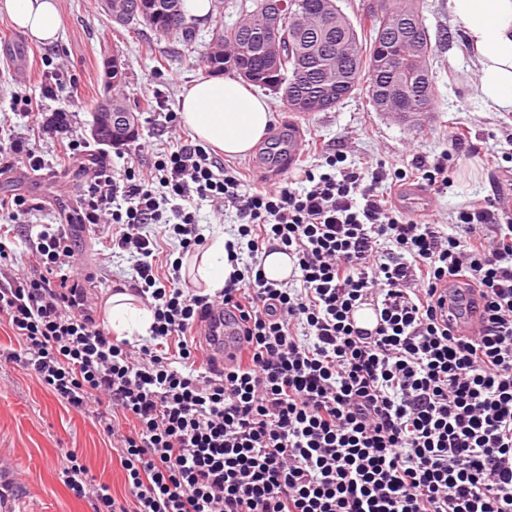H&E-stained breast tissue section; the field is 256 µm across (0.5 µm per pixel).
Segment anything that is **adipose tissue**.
Segmentation results:
<instances>
[{"label": "adipose tissue", "mask_w": 512, "mask_h": 512, "mask_svg": "<svg viewBox=\"0 0 512 512\" xmlns=\"http://www.w3.org/2000/svg\"><path fill=\"white\" fill-rule=\"evenodd\" d=\"M13 24L30 40L54 44L61 15L57 0H0ZM448 13L464 29L470 61L481 78L478 96L493 112H512V0H448ZM179 114L195 140L234 156L250 152L270 124L265 99L237 79L195 80L179 100ZM183 270L207 292L223 288L233 271L223 238L184 259ZM109 321L117 333H145L150 311L137 307L131 295L118 292L108 301Z\"/></svg>", "instance_id": "obj_1"}]
</instances>
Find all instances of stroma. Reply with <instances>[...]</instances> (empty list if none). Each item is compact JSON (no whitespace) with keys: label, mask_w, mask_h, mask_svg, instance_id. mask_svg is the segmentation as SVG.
Returning a JSON list of instances; mask_svg holds the SVG:
<instances>
[{"label":"stroma","mask_w":512,"mask_h":512,"mask_svg":"<svg viewBox=\"0 0 512 512\" xmlns=\"http://www.w3.org/2000/svg\"><path fill=\"white\" fill-rule=\"evenodd\" d=\"M61 15L59 40L51 46L32 41L14 29L0 6V130L30 140L48 160H56L63 144L91 142V110L104 97L103 58L116 54L126 63L131 79L124 92L145 102L139 114V133L114 158L116 171L132 167L143 171L154 161L155 150L170 141H191L185 126L167 129L163 112L178 109L184 89L206 77L205 56L210 47L214 18L195 24L196 35L185 43L156 35L149 27L138 33L111 23L104 0H58ZM423 22L431 34L430 59L437 87L436 109L419 125L374 112L364 92H357L336 108L300 118L289 112L280 95L255 88L265 98L272 122L268 141H275L289 126L299 128L304 147L289 169L299 175L305 166L343 152L346 164L362 170L385 164L387 170H406L414 155L434 159L449 155L452 185L434 196L423 218L435 224H453L460 208L500 194L512 195V114L486 111L477 95L480 75L471 65L460 37L461 23L448 14L447 0H420ZM60 71L62 88L55 96L44 90L45 76ZM41 103L46 112H63V131H46L13 110L15 97ZM84 192L74 167L47 173L0 174V197L22 195L42 203L31 224H62ZM82 268L96 272L107 268L109 280H97L93 296L110 297L115 281L127 277L130 264L115 257L103 261L101 236L79 234ZM18 338L0 324V458L13 467L16 491L6 512H90L87 500L65 486L58 463L60 449L72 448L96 483L110 486L113 495L125 497L119 457L93 413L63 405L23 363L12 360Z\"/></svg>","instance_id":"stroma-1"}]
</instances>
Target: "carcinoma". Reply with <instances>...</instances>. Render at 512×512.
<instances>
[{"label":"carcinoma","instance_id":"cac0c4a2","mask_svg":"<svg viewBox=\"0 0 512 512\" xmlns=\"http://www.w3.org/2000/svg\"><path fill=\"white\" fill-rule=\"evenodd\" d=\"M136 0H112V22L133 29L144 24L159 36H178L191 42L195 18L183 0H156L157 11L135 13ZM253 0L254 9L231 28L217 22L212 30L206 65L213 73L233 72L242 81L269 89L298 117L325 112L322 99H336L344 92L365 90L376 112L394 91L418 102L423 117L434 110L435 81L428 65L431 35L419 16L417 0H379L378 12L357 15L352 21L336 0H315L316 9H294L281 16L278 34L288 48L277 74L267 73L269 41L266 3ZM128 80L112 88V111L140 112L141 104L123 95Z\"/></svg>","mask_w":512,"mask_h":512}]
</instances>
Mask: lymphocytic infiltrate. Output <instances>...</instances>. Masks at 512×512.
Masks as SVG:
<instances>
[{
	"label": "lymphocytic infiltrate",
	"mask_w": 512,
	"mask_h": 512,
	"mask_svg": "<svg viewBox=\"0 0 512 512\" xmlns=\"http://www.w3.org/2000/svg\"><path fill=\"white\" fill-rule=\"evenodd\" d=\"M87 190L66 223L30 241L31 262L5 268L0 320L16 354L57 397L106 422L131 497L94 484L74 450L69 490L92 512H512V224L499 200L463 208L452 232L410 218L342 154L307 169L301 188L245 193L204 147L159 153L149 175H116L108 152L75 149ZM198 199L235 208L241 262L223 289L185 292L180 261L159 272L157 240L205 245ZM110 230L127 256V287L153 312L150 342L114 337L81 273L74 228ZM293 260L269 282L257 255ZM480 301L482 321L458 334L449 295ZM375 331L356 326L360 304ZM236 316L248 361L201 372L191 333Z\"/></svg>",
	"instance_id": "lymphocytic-infiltrate-1"
}]
</instances>
